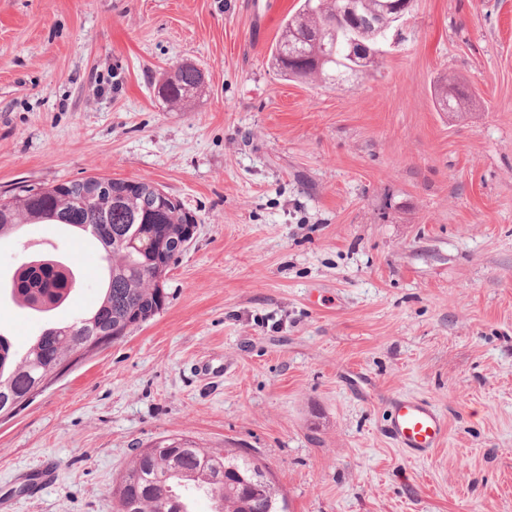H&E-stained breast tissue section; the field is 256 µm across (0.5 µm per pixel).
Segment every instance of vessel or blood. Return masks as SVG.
<instances>
[{
	"label": "vessel or blood",
	"mask_w": 512,
	"mask_h": 512,
	"mask_svg": "<svg viewBox=\"0 0 512 512\" xmlns=\"http://www.w3.org/2000/svg\"><path fill=\"white\" fill-rule=\"evenodd\" d=\"M389 404L391 439L412 457L429 458L446 436V416L431 401L415 395H395Z\"/></svg>",
	"instance_id": "b4317fda"
}]
</instances>
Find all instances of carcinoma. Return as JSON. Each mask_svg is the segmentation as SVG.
Wrapping results in <instances>:
<instances>
[{
    "label": "carcinoma",
    "mask_w": 512,
    "mask_h": 512,
    "mask_svg": "<svg viewBox=\"0 0 512 512\" xmlns=\"http://www.w3.org/2000/svg\"><path fill=\"white\" fill-rule=\"evenodd\" d=\"M360 22L336 27L340 0H299L282 20L281 34L271 59L288 81L332 85L336 76L351 71L347 42L356 38L371 49L386 42L393 27L384 14L385 0H356ZM304 42L305 59L290 62L284 40ZM203 83L191 63L174 66L158 86V94L177 106ZM465 92L451 77L436 90L441 112L455 111ZM80 184L93 193L84 197L71 190ZM133 181L90 177L50 186H21L0 195V238L22 224H65L80 235L94 227V240L105 263L102 298L96 309L66 325L51 326L19 354L0 336V413L31 394L46 378L56 377L80 348L93 342L106 346L123 340L166 305L153 274L157 257L171 250L178 225L186 219L183 206H158L143 199ZM28 259L0 289L9 290L22 308L48 314L72 294L73 271L53 255ZM146 454L135 449L125 473L113 489L116 512H186L175 485L187 483L205 491L213 512H288V501L272 482L250 484L260 463L238 448L207 451L184 437L167 436Z\"/></svg>",
    "instance_id": "1"
}]
</instances>
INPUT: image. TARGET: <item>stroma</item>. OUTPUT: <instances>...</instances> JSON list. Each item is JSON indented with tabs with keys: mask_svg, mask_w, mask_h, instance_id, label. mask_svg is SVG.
Returning <instances> with one entry per match:
<instances>
[{
	"mask_svg": "<svg viewBox=\"0 0 512 512\" xmlns=\"http://www.w3.org/2000/svg\"><path fill=\"white\" fill-rule=\"evenodd\" d=\"M296 5L0 0V192L149 181L198 220L165 308L0 422V512H114L167 435L246 449L288 512H512V0H414L331 88L272 65ZM183 61L204 83L172 107ZM446 75L460 112L435 108ZM96 249L61 224L0 242L1 279L37 250L80 278L47 315L1 294L0 335L22 351L95 307ZM399 393L448 420L428 459L387 432ZM203 83L200 69L191 63L174 66L158 86V94L171 105L177 106L194 96Z\"/></svg>",
	"mask_w": 512,
	"mask_h": 512,
	"instance_id": "1",
	"label": "stroma"
}]
</instances>
